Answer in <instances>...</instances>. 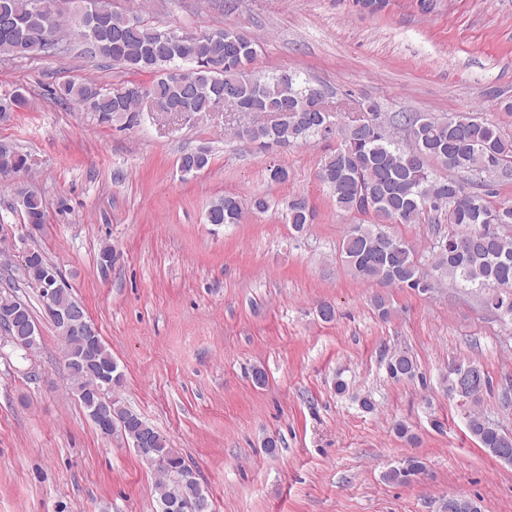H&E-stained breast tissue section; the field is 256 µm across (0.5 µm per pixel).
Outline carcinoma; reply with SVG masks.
<instances>
[{
  "label": "carcinoma",
  "instance_id": "1",
  "mask_svg": "<svg viewBox=\"0 0 512 512\" xmlns=\"http://www.w3.org/2000/svg\"><path fill=\"white\" fill-rule=\"evenodd\" d=\"M54 0H0V52L35 58L60 55L64 45L45 39V18L39 5ZM101 0H86L83 19L54 11L56 27L68 25L84 43L86 52L133 71L157 74L142 88L146 95L168 107L192 115L215 112L223 101L243 112L275 113L271 123L239 127L235 135L262 147L289 145L297 141L336 139V148L325 157L319 179L326 185L336 207L342 211L371 213L374 224H354L342 246V255L355 275L397 288L428 293L435 284L420 270L413 247L384 230L386 224H418L430 214L443 215L444 221L458 230L439 244L435 267L452 279L479 290L484 306L512 318V238L502 233L512 228V204L494 206L488 194L470 191L459 174L491 177L512 170V140L495 126L469 112L444 120L404 113L396 122L374 105L355 120L340 123L333 112H310L314 94L312 84L296 72L283 71L270 76L246 74L255 48L248 38L224 27L204 34L159 31L144 23L136 10L127 13L105 11ZM60 95L95 113L102 122L124 117L132 123L140 112V97L134 91L103 93L89 83L66 82ZM437 162L447 174L431 168ZM210 162L207 151L182 154L178 167L185 175H195ZM25 222L45 223V208L36 194L20 195ZM271 207L266 195H253L248 204L226 195L212 203L206 214L209 224H238L244 211L265 213ZM288 223L296 232L311 223L313 210L308 198L294 194L288 200ZM27 285L36 289L53 322L67 367L75 382L74 393L91 421L103 397L101 389L121 383L122 374L103 340L86 342L67 334L50 302L60 307L76 304L65 288L59 270L36 249L28 251L22 269ZM387 371L396 381L417 376V364L406 350L388 356ZM110 417L131 442L141 435L150 438L139 456L166 475L155 485L160 512L183 504L209 502L205 488L194 470L164 437L118 399H107ZM480 403L475 396L464 402L467 426L481 449L496 459L512 464V436L486 422L473 410ZM423 470L418 458L405 460L386 473L387 480L406 484ZM448 512H482L481 505L463 494L448 497Z\"/></svg>",
  "mask_w": 512,
  "mask_h": 512
}]
</instances>
